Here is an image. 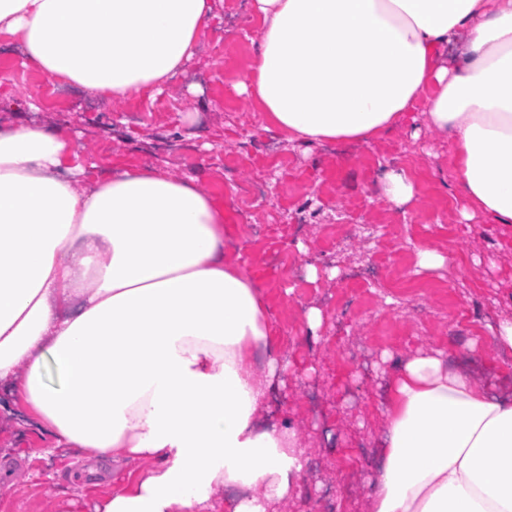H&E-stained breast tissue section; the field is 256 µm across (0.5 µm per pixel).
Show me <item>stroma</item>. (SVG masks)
<instances>
[{"label":"stroma","mask_w":512,"mask_h":512,"mask_svg":"<svg viewBox=\"0 0 512 512\" xmlns=\"http://www.w3.org/2000/svg\"><path fill=\"white\" fill-rule=\"evenodd\" d=\"M249 2L214 0L196 56L153 96L107 100L64 85L49 94V77L0 36V125L67 130L94 163L87 178L115 163L150 164L197 180L223 204L229 254L255 280L291 362L268 392L267 412L297 428L307 465L282 512H365L394 359L427 347L465 350L489 323L512 318V228L480 215L460 222L454 146L428 130L422 110L368 142L286 140L235 90L260 31ZM396 166L415 179L405 206L383 195ZM255 183L265 193L250 204L239 188ZM424 244L450 267L416 272ZM292 256L301 261L293 273ZM310 307L322 313L313 336L303 327ZM42 445L25 413L0 411V479L13 484L0 512H95L111 476L70 465L61 448L18 454ZM346 478L347 496L335 498Z\"/></svg>","instance_id":"35a3bbf8"}]
</instances>
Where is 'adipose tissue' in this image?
Returning <instances> with one entry per match:
<instances>
[{
    "instance_id": "1",
    "label": "adipose tissue",
    "mask_w": 512,
    "mask_h": 512,
    "mask_svg": "<svg viewBox=\"0 0 512 512\" xmlns=\"http://www.w3.org/2000/svg\"><path fill=\"white\" fill-rule=\"evenodd\" d=\"M212 2L0 0V34L47 76L127 98L161 92L190 61ZM251 6L261 29L236 91L277 130L366 142L425 102L454 143L462 218L512 224V0ZM78 157L62 130L0 126V387L50 448L138 462L96 512H275L302 472L294 428L262 416L288 363L227 256L223 206L151 166L80 185ZM488 347L512 353V320L470 356L400 358L369 512H512V382L487 377Z\"/></svg>"
}]
</instances>
